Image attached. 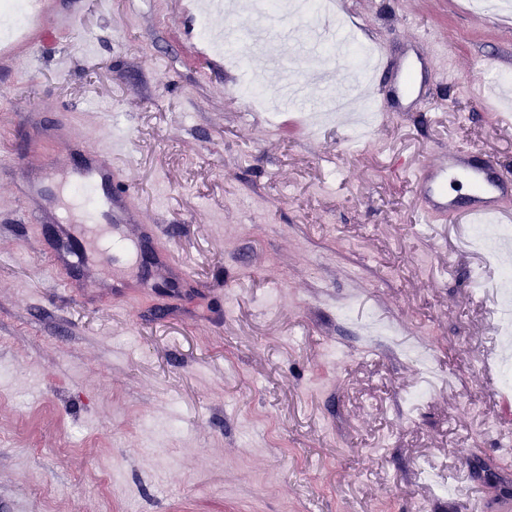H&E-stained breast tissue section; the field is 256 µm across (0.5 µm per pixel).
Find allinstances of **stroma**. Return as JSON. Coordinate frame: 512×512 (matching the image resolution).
<instances>
[{"label": "stroma", "mask_w": 512, "mask_h": 512, "mask_svg": "<svg viewBox=\"0 0 512 512\" xmlns=\"http://www.w3.org/2000/svg\"><path fill=\"white\" fill-rule=\"evenodd\" d=\"M345 21L417 67V102L370 74L363 128L296 105L240 109L245 74L308 87L354 54L266 42ZM243 65L204 39L195 0H57L34 50L0 65V512H504L512 475L508 323L496 245L512 216L424 217L414 170L448 150L512 178V12L468 0H340L250 36ZM122 140L112 187L150 225L179 293L47 268L20 197L42 157Z\"/></svg>", "instance_id": "35a3bbf8"}]
</instances>
